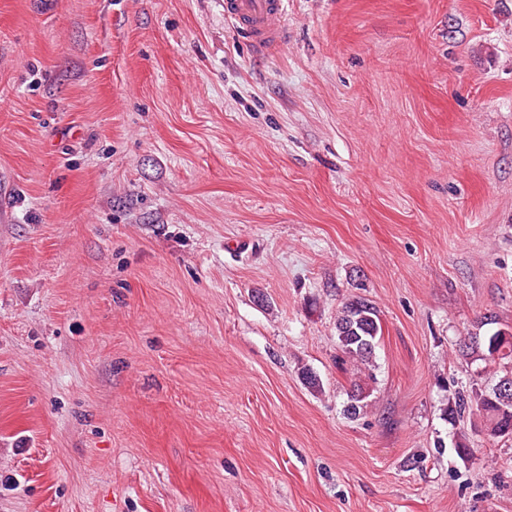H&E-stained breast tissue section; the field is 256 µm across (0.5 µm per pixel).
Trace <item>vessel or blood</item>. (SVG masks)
<instances>
[{"label":"vessel or blood","instance_id":"vessel-or-blood-1","mask_svg":"<svg viewBox=\"0 0 512 512\" xmlns=\"http://www.w3.org/2000/svg\"><path fill=\"white\" fill-rule=\"evenodd\" d=\"M224 14L236 23L257 55L273 54L288 41L285 0H224Z\"/></svg>","mask_w":512,"mask_h":512}]
</instances>
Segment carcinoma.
Returning <instances> with one entry per match:
<instances>
[{
	"label": "carcinoma",
	"mask_w": 512,
	"mask_h": 512,
	"mask_svg": "<svg viewBox=\"0 0 512 512\" xmlns=\"http://www.w3.org/2000/svg\"><path fill=\"white\" fill-rule=\"evenodd\" d=\"M337 346L341 353L357 363L364 378L355 380L348 392L346 413L356 417L367 407L366 399L375 382L372 368L376 348L382 336L379 312L361 296L347 299L336 315ZM461 355L475 361L495 364L493 382L483 383L479 373L470 381V390L456 392L444 409L446 419L454 424L460 418L477 413L484 420V431L491 438L512 439V332L497 329L487 335L468 334L459 343Z\"/></svg>",
	"instance_id": "obj_1"
}]
</instances>
